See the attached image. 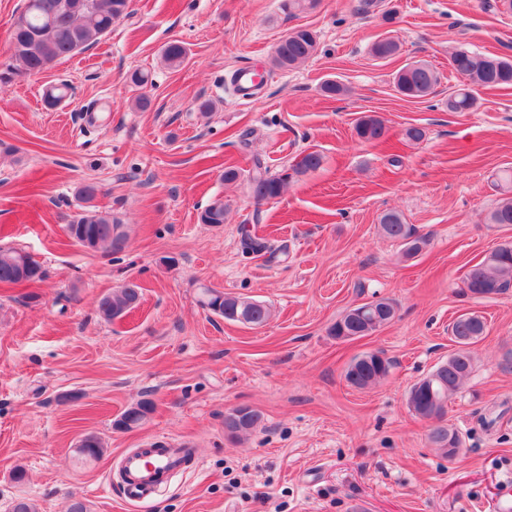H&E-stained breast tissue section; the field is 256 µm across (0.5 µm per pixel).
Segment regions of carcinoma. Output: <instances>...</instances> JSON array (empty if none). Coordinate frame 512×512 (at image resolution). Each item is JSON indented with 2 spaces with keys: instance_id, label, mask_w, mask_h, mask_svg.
Listing matches in <instances>:
<instances>
[{
  "instance_id": "cac0c4a2",
  "label": "carcinoma",
  "mask_w": 512,
  "mask_h": 512,
  "mask_svg": "<svg viewBox=\"0 0 512 512\" xmlns=\"http://www.w3.org/2000/svg\"><path fill=\"white\" fill-rule=\"evenodd\" d=\"M130 0H25L22 21L13 23L10 32L11 56L20 67H6L0 71V83L6 84L22 75L38 74L65 57L82 53L101 42L112 32V24L129 14ZM317 50L316 34L306 27H294L281 38L273 51V64L281 69H290L310 59ZM400 51V45L390 37L377 40L371 46V54L379 59L390 58ZM187 57V49L180 41L168 42L162 49V59L170 67L181 66ZM453 70L464 80L459 88L448 96V111L469 112L478 103L477 91L512 85V57L498 55H476L460 48L450 54ZM440 80L438 72L424 62L409 63L400 68L394 76L397 91L410 99H423L434 93ZM71 97L67 83L50 86L43 102L56 107L62 100ZM357 138L366 143H378L385 139L387 128L384 121L375 115L359 118L354 126ZM322 156L317 152L303 155L295 173H304L320 168ZM290 178L288 172L271 174L269 168L256 158L250 176L252 195L261 204L278 198ZM98 186L83 185L78 197L83 203L81 211L74 214L65 224V234L71 243L81 246L85 241L95 243L94 250L109 254L124 250L127 234L118 218L108 211H102L93 204ZM203 224L224 223V202H212L200 214ZM490 224H512V196L504 197L489 213ZM381 232L400 243L402 248L413 246L415 253H421L420 245L428 244L424 236L417 235L411 225L405 223L397 211H387L380 217ZM46 272L39 262L25 251L0 246V284L32 285L42 282ZM465 291L481 294L487 298L512 288V241H506L493 249L484 259L472 265L463 279ZM141 299L140 286L129 281L121 287L104 294L98 300V314L105 322H112L130 313ZM198 304L226 320H235V314L244 316L254 326L264 325L270 318V308L261 301L231 295L216 287L199 286ZM376 323L356 320L352 311H346L333 324V336H347L381 327L395 317L396 310L389 300L377 299ZM485 332L481 316L463 314L451 324V335L458 344L457 350L448 361L432 373L434 395L448 401L459 390L473 368L469 346ZM392 363L386 359L380 365L375 363L357 364L356 379L352 384L361 388L375 385L386 378ZM154 411V402L149 398L139 400L125 410L115 426L130 418L147 421ZM428 439L443 455L456 456L462 446L459 434L448 428L443 417H438ZM104 443L96 435L86 437L79 453L86 458L99 459Z\"/></svg>"
}]
</instances>
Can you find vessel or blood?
I'll return each instance as SVG.
<instances>
[{"mask_svg": "<svg viewBox=\"0 0 512 512\" xmlns=\"http://www.w3.org/2000/svg\"><path fill=\"white\" fill-rule=\"evenodd\" d=\"M186 453L183 445L165 443L162 450L143 448L125 455L121 461L122 487L129 500L166 485L174 476L175 459Z\"/></svg>", "mask_w": 512, "mask_h": 512, "instance_id": "1", "label": "vessel or blood"}]
</instances>
